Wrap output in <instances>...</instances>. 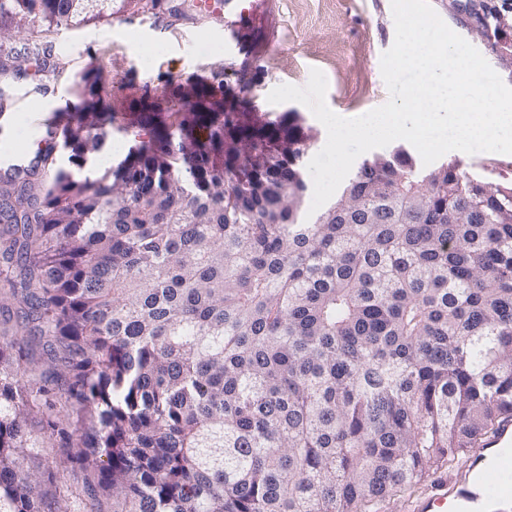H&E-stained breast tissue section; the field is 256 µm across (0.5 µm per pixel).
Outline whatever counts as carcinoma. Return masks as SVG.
<instances>
[{
  "mask_svg": "<svg viewBox=\"0 0 512 512\" xmlns=\"http://www.w3.org/2000/svg\"><path fill=\"white\" fill-rule=\"evenodd\" d=\"M131 2L0 0V38ZM104 70L0 177V512H72L47 486L75 473L112 512H371L512 413V185L400 146L307 221L310 135L245 71L226 110L222 72L110 104ZM121 112L135 143L81 176Z\"/></svg>",
  "mask_w": 512,
  "mask_h": 512,
  "instance_id": "cac0c4a2",
  "label": "carcinoma"
}]
</instances>
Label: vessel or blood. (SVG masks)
I'll return each instance as SVG.
<instances>
[{
	"label": "vessel or blood",
	"mask_w": 512,
	"mask_h": 512,
	"mask_svg": "<svg viewBox=\"0 0 512 512\" xmlns=\"http://www.w3.org/2000/svg\"><path fill=\"white\" fill-rule=\"evenodd\" d=\"M275 0H198L199 9L220 5L224 19V46L244 57H253L258 46L247 38V26L269 16ZM31 161L27 150L0 142V170L25 169ZM397 512H512V416L471 448L461 470L439 476L425 491L403 503Z\"/></svg>",
	"instance_id": "b4317fda"
}]
</instances>
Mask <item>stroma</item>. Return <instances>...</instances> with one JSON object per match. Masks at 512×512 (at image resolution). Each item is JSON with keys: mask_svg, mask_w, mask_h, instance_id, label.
I'll return each mask as SVG.
<instances>
[{"mask_svg": "<svg viewBox=\"0 0 512 512\" xmlns=\"http://www.w3.org/2000/svg\"><path fill=\"white\" fill-rule=\"evenodd\" d=\"M461 0H430L435 12L455 33L472 44L495 72L512 86V68L499 63L491 44L478 38L474 22L460 8ZM178 16H158L150 0L81 27L50 28L40 18L30 19L12 37L0 41V55L26 57L44 42L53 45L60 76L5 80L0 90L12 109L1 119L15 122L37 114L51 118L63 107L77 104L82 76L101 60L103 49L112 51V97L132 100L155 90L164 81L224 74L229 87H237L235 73L242 59L224 47V27L216 18L198 15L194 0H170ZM282 39L254 57L247 78L250 95L261 114L274 118L298 112L314 138L307 151L315 156L325 145V127L303 104H271L276 87L305 86L311 69L323 71L328 81L326 102L339 116L355 118L385 104L389 91L381 74V56L391 48L395 26L391 0H281ZM462 169L500 184L512 183V155H462Z\"/></svg>", "mask_w": 512, "mask_h": 512, "instance_id": "35a3bbf8", "label": "stroma"}]
</instances>
